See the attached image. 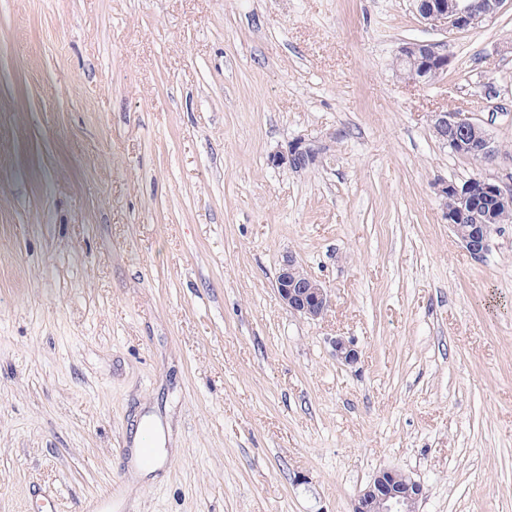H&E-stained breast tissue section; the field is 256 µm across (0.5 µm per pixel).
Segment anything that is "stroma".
<instances>
[{"mask_svg": "<svg viewBox=\"0 0 512 512\" xmlns=\"http://www.w3.org/2000/svg\"><path fill=\"white\" fill-rule=\"evenodd\" d=\"M413 41L448 55L426 86ZM511 41L512 0L464 31L412 0H0V512H352L391 469L417 512H512V223L473 256L435 190L512 187ZM289 254L323 318L280 301ZM397 63L401 67H420L422 71L432 73L436 80L448 67V55L441 45L432 42H414L403 45L398 50ZM431 81V82H432ZM415 85H428L425 81H409ZM435 136L453 150L485 162L493 161L498 147L478 124L458 112H435L432 115Z\"/></svg>", "mask_w": 512, "mask_h": 512, "instance_id": "1", "label": "stroma"}]
</instances>
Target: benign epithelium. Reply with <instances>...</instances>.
<instances>
[{"instance_id": "obj_1", "label": "benign epithelium", "mask_w": 512, "mask_h": 512, "mask_svg": "<svg viewBox=\"0 0 512 512\" xmlns=\"http://www.w3.org/2000/svg\"><path fill=\"white\" fill-rule=\"evenodd\" d=\"M416 12L425 24L449 30L463 31L478 28L492 19L501 0H414ZM397 63L401 67H419L438 78L448 67V54L441 45L432 42H414L398 50ZM435 136L453 150L485 162L492 161L498 147L478 124L458 112H435L432 115ZM315 153L302 143L288 151V165L297 170L306 168ZM437 194L443 200L453 199L455 206L444 210L443 216L467 251L481 256L489 245L492 226L512 213V189L486 177H472L462 184L441 181ZM277 293L288 309L303 317L316 320L331 305L329 292L319 280L304 271L297 260L288 255L282 261L276 280ZM336 358L352 364L358 359L354 345L339 337L333 341ZM423 494L422 485L397 470H384L375 475L358 495L352 512H416Z\"/></svg>"}]
</instances>
